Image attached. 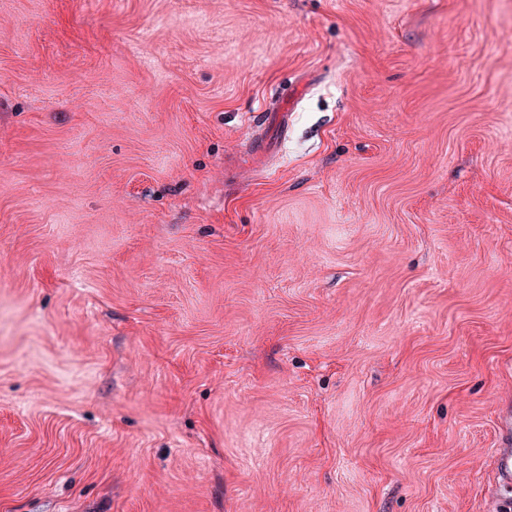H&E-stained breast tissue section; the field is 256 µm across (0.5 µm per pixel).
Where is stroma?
I'll use <instances>...</instances> for the list:
<instances>
[{"mask_svg": "<svg viewBox=\"0 0 512 512\" xmlns=\"http://www.w3.org/2000/svg\"><path fill=\"white\" fill-rule=\"evenodd\" d=\"M509 405L512 0H0V512H492Z\"/></svg>", "mask_w": 512, "mask_h": 512, "instance_id": "35a3bbf8", "label": "stroma"}]
</instances>
